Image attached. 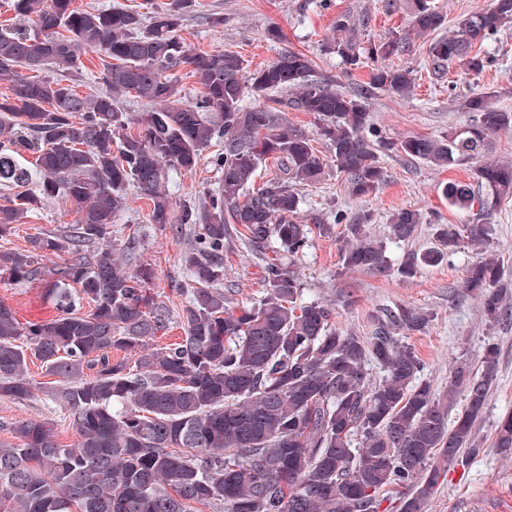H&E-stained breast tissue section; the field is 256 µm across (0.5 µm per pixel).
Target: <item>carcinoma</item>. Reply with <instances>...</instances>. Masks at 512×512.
Wrapping results in <instances>:
<instances>
[{
	"label": "carcinoma",
	"mask_w": 512,
	"mask_h": 512,
	"mask_svg": "<svg viewBox=\"0 0 512 512\" xmlns=\"http://www.w3.org/2000/svg\"><path fill=\"white\" fill-rule=\"evenodd\" d=\"M194 0L142 13L123 8L79 9L73 0H12L17 24H0V188L16 190L0 204V235L46 202L62 199L77 218L54 236L34 237L23 251L0 253V275L18 284L42 275V257L65 255L53 298L57 315L23 324L0 302V401L34 397L29 363L56 377L42 393L70 418L76 439L57 442L52 423L19 420L0 442V512H379L399 497L400 512H425L448 466L468 465L482 450L476 423L494 382L496 350L483 369L464 361L448 389L420 379L421 360L396 339L421 333L430 315L408 305L386 308L368 336L339 331L329 305L303 300L302 282L281 260L326 235L319 219L297 221L298 187L317 181L323 159L285 112L312 115L315 135L328 143L351 195L385 181L378 152L394 149L437 167L486 155L490 138L512 130V112L474 93L465 107L477 118L435 139L397 144L371 138L366 102L374 91L405 96L412 71L377 68L355 95L314 74L310 59L287 51L243 80L232 51L192 52L178 31ZM412 26L368 49L388 60L410 48L411 36L444 25L428 0H411ZM512 22V0L463 16L428 47L435 69L457 63L479 74L492 62L488 36ZM328 50L359 66L351 44ZM102 57L94 86L75 81L88 53ZM189 66L202 91L182 99L171 72ZM250 85L254 105L244 102ZM287 97H274L276 92ZM147 103L138 113L118 99ZM136 131H131V127ZM222 145L217 189L201 206L175 211L167 167H196L213 142ZM33 159H28L27 155ZM273 158L280 174L253 188L258 166ZM475 178L487 199L512 197V162L486 160ZM150 201L152 224H196L199 245L185 251L188 297L179 317L184 336L165 347L169 311L150 295L152 273L130 270L114 257L112 219L128 207L127 190ZM448 206L484 207L472 184L450 181ZM344 224L342 268L403 279L442 263L467 245L479 251L462 283L480 298L485 320L508 317L512 279L492 246L489 224H439L440 247L387 255V241L367 232L372 215ZM421 215L408 208L389 216L390 238L414 236ZM238 238L263 263L264 297L232 301L224 288V243ZM124 357L113 359L112 351ZM382 372L371 380L367 366ZM464 406L453 426L457 392ZM493 446L512 450V414L495 428Z\"/></svg>",
	"instance_id": "cac0c4a2"
}]
</instances>
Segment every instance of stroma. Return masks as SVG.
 Listing matches in <instances>:
<instances>
[{
  "label": "stroma",
  "instance_id": "stroma-1",
  "mask_svg": "<svg viewBox=\"0 0 512 512\" xmlns=\"http://www.w3.org/2000/svg\"><path fill=\"white\" fill-rule=\"evenodd\" d=\"M341 14L348 16L349 25L338 32L334 25ZM410 22L407 0H196L194 9L183 16L179 34L195 52H236L249 74L276 61L285 51L302 52L312 59L317 76L331 79L336 89L349 94L369 81L379 62L367 58L359 68H350L337 54L325 51L324 40L333 36L362 52L392 32L409 29ZM271 28L280 30V40L268 39ZM430 41L427 35L414 39L407 52L392 60L393 66L413 69L416 84L411 95L399 97L381 91L369 101L374 131L387 141L396 143L411 136L439 138L451 128L469 123L473 115L466 112L464 102L476 92L490 93L494 106L512 111V27L485 41L493 65L477 76L456 64L443 73H434L427 56ZM313 146L325 163L319 180L299 189L303 201L299 219L306 224L311 216H318L331 225L332 232L314 236L303 256L288 259V267L303 282L305 298L329 304L334 326L358 336L371 334L374 319L384 308L410 305L430 313L427 328L404 336L403 341L415 348L423 366L421 377L434 388L447 387L454 362L464 360L481 368L486 347H495L497 379L479 426L483 449L468 466L450 471L431 497L428 512H512V453L493 446L499 417L512 411V321L488 325L479 300L462 288L474 253L459 251L450 262L423 268L410 280L347 272L342 268L338 241L343 227L334 221L339 211L350 217L370 212L373 221L368 231L383 239L389 235L388 217L393 210H418L421 224L404 245H391L394 257L406 249L436 246V225L488 222L495 250L512 268V198L501 199L481 211L449 207L443 197L444 186L451 181H473L476 162L436 168L395 151L379 155L385 182L376 192L357 198L350 195L343 173L330 161L327 144L315 138ZM220 176L214 152L209 149L193 171L170 172L167 187L174 202L198 205L216 190ZM75 218L70 207L49 203L0 237V252L26 249L30 237L53 234ZM133 235L140 238L141 247L129 265L152 268L155 279L151 293L171 314L168 329L156 344L162 347L178 342L184 334L178 314L186 303L181 256L196 246L197 233L189 224L150 223L148 206L135 198L115 218L111 240L117 245ZM262 278L260 261L241 242L225 245L224 283L233 287L234 301L252 304L260 300L264 295ZM53 281L50 275L23 284L2 279L0 301L12 308L20 322L49 319L55 313L50 294ZM29 377L36 389L31 401H0V442L9 440L12 423L45 418L53 423L59 443H71L75 438L73 429L62 411L41 392L47 376L40 363L30 364Z\"/></svg>",
  "mask_w": 512,
  "mask_h": 512
}]
</instances>
